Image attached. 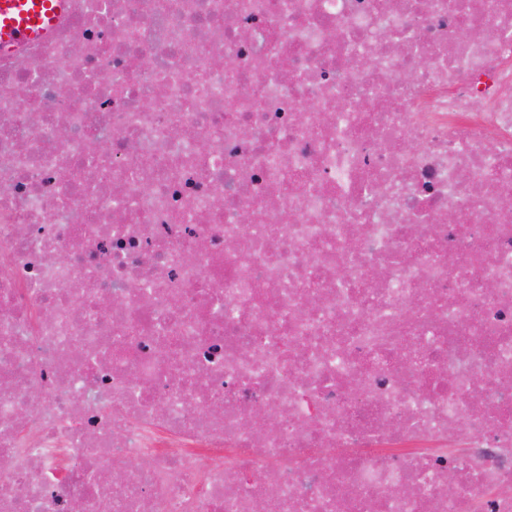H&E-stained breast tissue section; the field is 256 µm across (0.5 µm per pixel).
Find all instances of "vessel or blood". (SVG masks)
I'll use <instances>...</instances> for the list:
<instances>
[{
	"mask_svg": "<svg viewBox=\"0 0 512 512\" xmlns=\"http://www.w3.org/2000/svg\"><path fill=\"white\" fill-rule=\"evenodd\" d=\"M66 8L67 0H0V49L46 39Z\"/></svg>",
	"mask_w": 512,
	"mask_h": 512,
	"instance_id": "obj_1",
	"label": "vessel or blood"
}]
</instances>
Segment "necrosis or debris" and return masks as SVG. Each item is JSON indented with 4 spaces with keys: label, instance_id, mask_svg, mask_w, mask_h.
I'll use <instances>...</instances> for the list:
<instances>
[{
    "label": "necrosis or debris",
    "instance_id": "1",
    "mask_svg": "<svg viewBox=\"0 0 512 512\" xmlns=\"http://www.w3.org/2000/svg\"><path fill=\"white\" fill-rule=\"evenodd\" d=\"M507 196L512 0H68L0 54V512H512Z\"/></svg>",
    "mask_w": 512,
    "mask_h": 512
}]
</instances>
